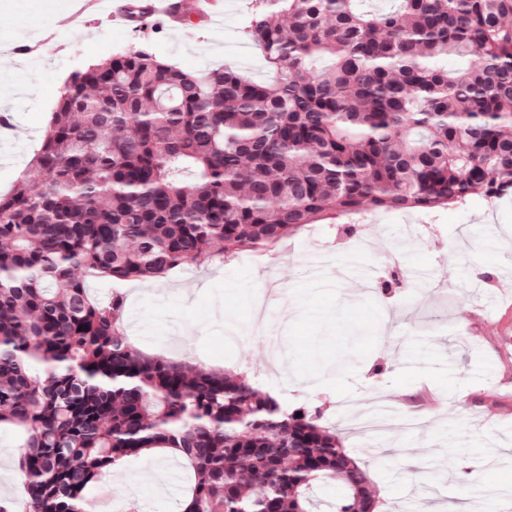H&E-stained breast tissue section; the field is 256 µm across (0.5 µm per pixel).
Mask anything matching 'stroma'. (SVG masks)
<instances>
[{
    "instance_id": "stroma-1",
    "label": "stroma",
    "mask_w": 512,
    "mask_h": 512,
    "mask_svg": "<svg viewBox=\"0 0 512 512\" xmlns=\"http://www.w3.org/2000/svg\"><path fill=\"white\" fill-rule=\"evenodd\" d=\"M251 0H216L219 24L190 14L139 28L88 0H0V103L16 156L0 163L9 193L41 145L66 79L117 53L149 50L197 74L230 68L274 80L242 30ZM366 245L321 221L274 251L128 281L124 320L148 355L231 368L291 407L323 409L366 469L383 512H507L512 494V363L498 353L512 304V197H470L427 212L370 215ZM330 261L332 285L314 267ZM21 435L0 431V500L23 495ZM193 480L157 452L100 484L112 512H182Z\"/></svg>"
}]
</instances>
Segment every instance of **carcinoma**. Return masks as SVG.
<instances>
[{
  "mask_svg": "<svg viewBox=\"0 0 512 512\" xmlns=\"http://www.w3.org/2000/svg\"><path fill=\"white\" fill-rule=\"evenodd\" d=\"M359 2L255 0L246 34L269 84L147 50L66 81L0 196V430L24 437L28 512H90L104 471L157 449L194 473L183 512H317L328 481L333 512H376L319 411L140 353L120 292L321 220L512 190V0ZM99 277L105 302L87 289Z\"/></svg>",
  "mask_w": 512,
  "mask_h": 512,
  "instance_id": "carcinoma-1",
  "label": "carcinoma"
}]
</instances>
